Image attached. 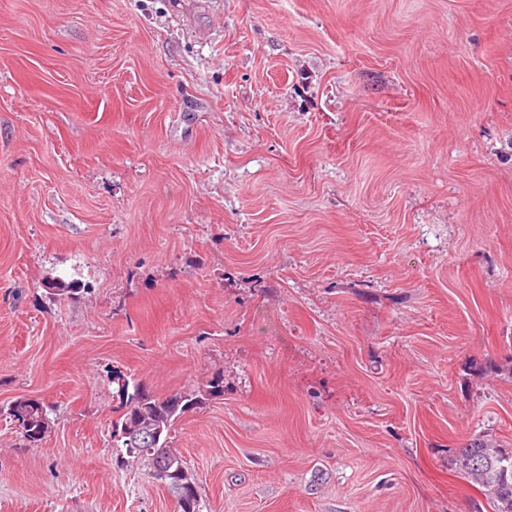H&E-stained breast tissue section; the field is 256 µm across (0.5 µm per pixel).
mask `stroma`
Segmentation results:
<instances>
[{
	"label": "stroma",
	"mask_w": 512,
	"mask_h": 512,
	"mask_svg": "<svg viewBox=\"0 0 512 512\" xmlns=\"http://www.w3.org/2000/svg\"><path fill=\"white\" fill-rule=\"evenodd\" d=\"M117 373L202 512H494L512 0H0V512H177ZM113 383L117 384L123 400L122 415L113 426V436L118 437L115 448H124L128 457L147 462L151 477L175 498L192 491L191 510L181 512H201L194 475L182 456L170 448L168 440L173 424L181 415L202 404L206 395L221 390L219 381L209 382L202 391L177 392L165 398H157L139 384L133 385L129 392L130 381L124 375H115ZM13 417L19 421L24 436L31 442L40 441L47 431L46 411L40 402L21 400L11 409ZM457 470L477 484L496 512H512V450L482 440L463 448Z\"/></svg>",
	"instance_id": "1"
}]
</instances>
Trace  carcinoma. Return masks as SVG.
<instances>
[{
  "label": "carcinoma",
  "instance_id": "1",
  "mask_svg": "<svg viewBox=\"0 0 512 512\" xmlns=\"http://www.w3.org/2000/svg\"><path fill=\"white\" fill-rule=\"evenodd\" d=\"M113 382L117 384L123 400L122 415L114 425L116 447L124 449L130 458L147 462L151 477L163 484L174 497L188 490L193 492L191 509L184 512H201L196 480L182 456L170 448V432L181 415L202 404L205 396L219 392L220 383L211 381L202 391L177 392L158 398L139 384L130 385L129 379L123 375H115ZM11 414L19 421L29 441H39L44 437L47 431L46 411L40 402L18 401L12 406ZM456 468L480 487L495 512H512L511 449L476 440L462 449Z\"/></svg>",
  "mask_w": 512,
  "mask_h": 512
}]
</instances>
